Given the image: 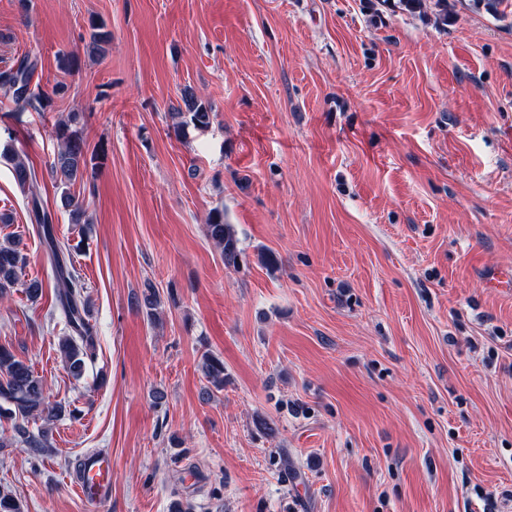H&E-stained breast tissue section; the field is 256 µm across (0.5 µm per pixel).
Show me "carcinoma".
<instances>
[{
    "label": "carcinoma",
    "mask_w": 512,
    "mask_h": 512,
    "mask_svg": "<svg viewBox=\"0 0 512 512\" xmlns=\"http://www.w3.org/2000/svg\"><path fill=\"white\" fill-rule=\"evenodd\" d=\"M397 7L408 12H423L431 8L436 22H448V0H398ZM89 42L104 52L112 43V33L106 25L92 18L88 22ZM36 62L29 56L21 57L17 63L0 71V86L9 90V111L20 115L24 112H44L51 106V97L38 86L32 85ZM185 111L176 112V131L182 132L191 126L206 129L211 124L210 109L193 96L184 98ZM82 116L72 112L58 121L52 130L58 149L48 164V172L60 190V203L69 212L73 224H89L83 200L76 195L73 187L86 185L94 169L95 154L89 153V146L80 132ZM0 157L13 165L14 181L19 191L26 195L32 218L41 234L48 252L55 288H57V310L63 315L68 333L61 337L58 349L62 362L69 373L80 378L84 374L86 359L92 358L94 328L90 324L89 301L85 283L79 278L74 266L73 247L55 234L51 213L43 206L37 194L38 170L22 159L10 146L0 151ZM205 236L220 251L227 266L238 263L241 250L239 239L232 225L224 222V209H212L205 220ZM28 265V255L18 241L0 243V296L20 284L27 297L36 301L42 296L43 283L37 279L23 281ZM202 369L218 391L224 389V361L213 353L202 354ZM65 414L60 403H51L42 380L34 374L31 366L9 348L0 345V422L11 425L12 436L0 437V447L7 448L21 442L37 453L47 448L50 425ZM31 420L43 422L41 433L35 435L27 427Z\"/></svg>",
    "instance_id": "cac0c4a2"
}]
</instances>
